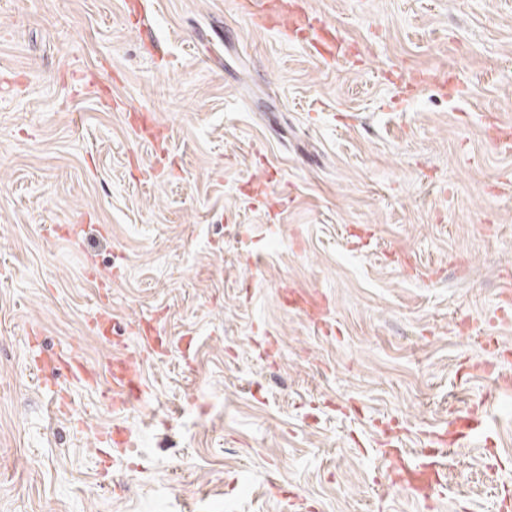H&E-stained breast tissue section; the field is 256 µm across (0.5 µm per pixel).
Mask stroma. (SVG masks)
<instances>
[{
  "instance_id": "stroma-1",
  "label": "stroma",
  "mask_w": 512,
  "mask_h": 512,
  "mask_svg": "<svg viewBox=\"0 0 512 512\" xmlns=\"http://www.w3.org/2000/svg\"><path fill=\"white\" fill-rule=\"evenodd\" d=\"M306 6L352 56L237 0H0V512H512V153L479 122H512V0ZM34 331L96 373L55 371L69 412ZM473 410L441 492L391 483L388 437ZM276 4L280 6L277 9ZM248 15L251 24L254 27L265 30H276L279 33H286L296 39L308 40V29L312 28L310 19L305 14L289 15L284 13L278 2H265L259 6L249 4ZM303 34L300 36V34ZM138 362L136 356H128L121 363L114 364L110 370L111 383L101 392V396L115 402L116 394H120L118 402L123 406L139 401L143 391L140 384L134 380Z\"/></svg>"
}]
</instances>
